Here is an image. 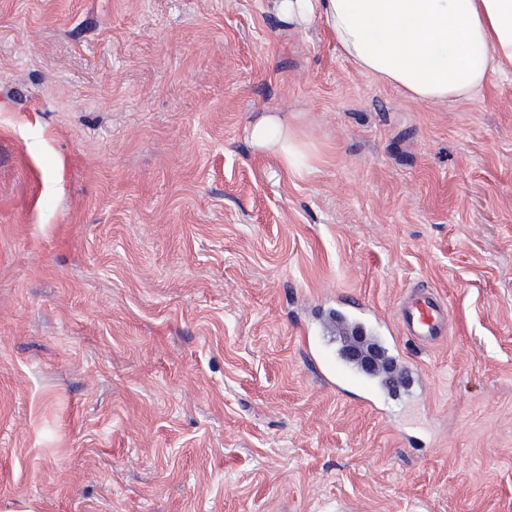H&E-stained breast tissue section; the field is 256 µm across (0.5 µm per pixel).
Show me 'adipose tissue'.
<instances>
[{"instance_id": "1", "label": "adipose tissue", "mask_w": 512, "mask_h": 512, "mask_svg": "<svg viewBox=\"0 0 512 512\" xmlns=\"http://www.w3.org/2000/svg\"><path fill=\"white\" fill-rule=\"evenodd\" d=\"M271 8L291 33L323 21L359 72L421 103L471 101L492 75L512 71V0H272ZM246 133L286 172H313L287 116H259Z\"/></svg>"}]
</instances>
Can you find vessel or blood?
I'll list each match as a JSON object with an SVG mask.
<instances>
[{
    "label": "vessel or blood",
    "instance_id": "b4317fda",
    "mask_svg": "<svg viewBox=\"0 0 512 512\" xmlns=\"http://www.w3.org/2000/svg\"><path fill=\"white\" fill-rule=\"evenodd\" d=\"M447 302L433 289L417 285L405 293L399 303L397 322L403 334L427 346L444 340L448 334ZM325 329L337 336L346 347L357 349L361 356L377 353L375 364H362L360 372L370 383L389 381L392 388L424 389L420 374L401 356L388 349L386 332L381 323L353 306L327 313Z\"/></svg>",
    "mask_w": 512,
    "mask_h": 512
}]
</instances>
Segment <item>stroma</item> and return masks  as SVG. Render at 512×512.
Masks as SVG:
<instances>
[{
    "label": "stroma",
    "mask_w": 512,
    "mask_h": 512,
    "mask_svg": "<svg viewBox=\"0 0 512 512\" xmlns=\"http://www.w3.org/2000/svg\"><path fill=\"white\" fill-rule=\"evenodd\" d=\"M285 112L286 174L245 128ZM425 392L316 372L322 307ZM512 512V75L448 108L265 0H0V512ZM447 302L428 286L417 285L399 303L397 322L403 334L420 345H436L448 335ZM324 329L332 336H339L347 348H355L360 359L355 361L359 367L350 364L361 373L378 391L391 393L389 387L380 385L378 380L390 381L393 391L400 388L423 391L425 384L420 374L401 356L392 354L388 349L386 332L381 323L365 313L359 306L349 309H336L324 317ZM371 352L380 356L373 365L365 363Z\"/></svg>",
    "instance_id": "obj_1"
}]
</instances>
